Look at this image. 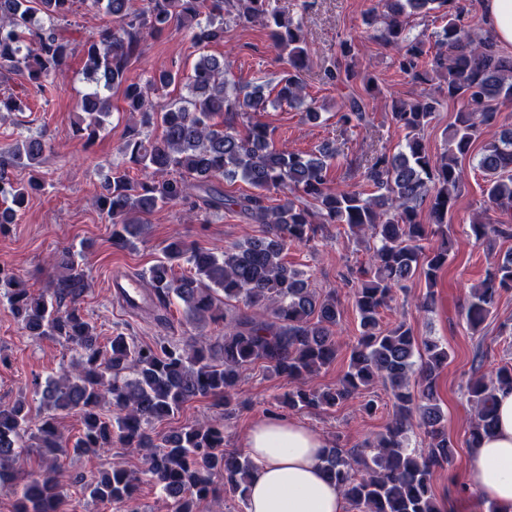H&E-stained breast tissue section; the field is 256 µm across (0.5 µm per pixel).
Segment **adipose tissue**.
Listing matches in <instances>:
<instances>
[{"label":"adipose tissue","mask_w":512,"mask_h":512,"mask_svg":"<svg viewBox=\"0 0 512 512\" xmlns=\"http://www.w3.org/2000/svg\"><path fill=\"white\" fill-rule=\"evenodd\" d=\"M494 432L473 448L469 483L494 512H512V390L497 391ZM326 438L285 417L252 424L245 448L254 468L244 512H347L346 500L323 468Z\"/></svg>","instance_id":"adipose-tissue-1"}]
</instances>
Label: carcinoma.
<instances>
[{"label": "carcinoma", "instance_id": "1", "mask_svg": "<svg viewBox=\"0 0 512 512\" xmlns=\"http://www.w3.org/2000/svg\"><path fill=\"white\" fill-rule=\"evenodd\" d=\"M85 2L89 9L112 16V26L83 45L84 70L96 87L78 103L82 116L76 132L93 138L109 114L106 93L122 91L134 123L120 152L143 176L133 181L118 166L102 185L97 205L111 224L112 244L135 246L146 217L169 204L196 218L235 207L265 230L220 255L173 235L162 248V258L144 274L156 297L155 310L180 300L187 323L223 326L224 334L214 342L160 336L141 344L120 332L103 348L96 327L76 306L89 287L76 253L64 250L53 257L62 275L38 294L0 265V299L28 335L62 339L77 354L58 377L45 382L40 406L46 414L40 419L31 417L21 399L0 403V489L15 493V512H62L61 413L82 420L76 448L96 453L112 447L116 439L130 451L144 453L147 474L171 500V512H200L219 491L217 475L245 495L253 463L245 454L224 451L223 423L198 421L161 438L154 436L151 424L175 415L197 397L224 400V416H230L241 376L257 363L276 376L303 382L335 361L334 328L341 314L336 296L317 294L304 273L284 261L288 247L309 244L325 224L345 225L373 243L369 267L350 269L343 276L345 282L356 283L352 299L361 333L336 386L316 390L302 385L278 403L297 410L331 408L376 381L382 383L396 406L386 432L353 452L329 448L325 471L356 512H443L431 477L434 468L453 460L436 399V380L448 364V347L434 337L414 335L403 321L382 328L380 311L418 274L427 288L436 286L450 255L448 224L463 181L461 158L484 135L488 139L478 160L486 182L484 205L503 219L488 224L476 217L470 229L475 242L490 252L497 241L512 239V117L500 112L502 104L512 102V57L504 55L491 31L484 36L474 32L463 0H383L381 39L396 50L398 71L436 87L410 102L391 103L392 123L406 131L397 154L376 150L363 160H347L348 172L362 171V181L372 189L368 193L344 180L333 182L330 160L338 156V148L328 143L309 152L276 147L268 126L257 118L268 98L259 87L246 91L231 80L222 59L202 54L189 74L163 70L142 83L126 82L128 65L141 56L146 37L164 33L173 23L190 28L199 44L224 42V11L230 7L236 21L264 26L271 47L287 55L288 72L274 103L302 101L308 52L301 22L270 8V0ZM73 4L0 0V77L20 74L34 96H45L73 50L67 23ZM424 10L448 19L435 33L437 51L432 55L421 39L406 32L405 18ZM351 51L352 41H342L339 56L325 70L329 80L345 84L355 77L348 62ZM181 84L191 97L158 108V91ZM377 93L369 78L363 93L342 98L340 134L369 125L370 100ZM444 97L461 103V109L446 150L436 159L421 131ZM226 115L242 119L243 129L222 121ZM49 150L46 135L22 133L0 148V227L14 223L28 197L44 189L37 167ZM17 167L31 169L27 182L11 179L10 170ZM237 177L252 192L225 194L221 182ZM424 203L426 223L419 212ZM433 237L440 243L425 249L423 242ZM183 263L190 270L179 275L176 269ZM511 289L509 251L471 288L464 317L473 334L481 332L501 293ZM504 388L512 389L511 363L468 382L466 399L474 413L470 447L495 428L496 392ZM105 406L111 414L103 413ZM415 417L430 438L422 451L409 446ZM27 433L37 440L39 472L25 477L13 462L26 447ZM139 484L134 472L114 467L87 490L103 503L121 505L136 500Z\"/></svg>", "mask_w": 512, "mask_h": 512}]
</instances>
